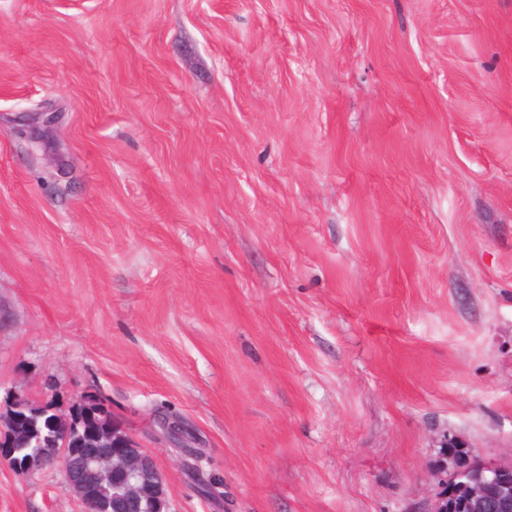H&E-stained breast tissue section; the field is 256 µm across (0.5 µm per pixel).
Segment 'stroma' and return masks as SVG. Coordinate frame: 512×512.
Here are the masks:
<instances>
[{"mask_svg":"<svg viewBox=\"0 0 512 512\" xmlns=\"http://www.w3.org/2000/svg\"><path fill=\"white\" fill-rule=\"evenodd\" d=\"M9 393L97 396L169 512H406L444 435L512 453V0H0ZM82 510L0 464V512ZM160 429L163 432V435L167 441H169L172 445L178 448H183L185 457L184 466L187 470H195V464L190 463L188 458H196L194 450L190 448L186 443H183L184 440V429L182 423L177 419L166 418L162 419L160 422ZM189 447V448H188Z\"/></svg>","mask_w":512,"mask_h":512,"instance_id":"obj_1","label":"stroma"}]
</instances>
